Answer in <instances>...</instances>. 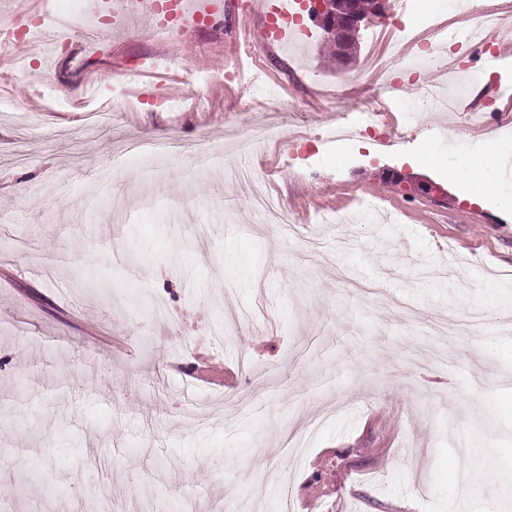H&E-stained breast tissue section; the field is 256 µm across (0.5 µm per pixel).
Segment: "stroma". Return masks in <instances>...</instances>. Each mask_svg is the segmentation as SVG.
Here are the masks:
<instances>
[{
	"instance_id": "stroma-1",
	"label": "stroma",
	"mask_w": 512,
	"mask_h": 512,
	"mask_svg": "<svg viewBox=\"0 0 512 512\" xmlns=\"http://www.w3.org/2000/svg\"><path fill=\"white\" fill-rule=\"evenodd\" d=\"M229 2L187 35L99 14L58 49L0 52V512H280L285 487L295 512H512V125L463 129L408 90V139L324 140L370 103L380 22L340 59L318 28L248 40L264 20ZM453 2L391 7L414 28L441 12L461 39ZM159 54L224 72L206 111L131 91L89 124L132 59ZM249 127L274 134L244 151ZM171 139L181 156L125 152ZM491 142L498 194L473 203L448 164ZM425 149L436 165H417ZM228 166L267 174L297 224L260 223ZM443 313L480 320L445 336ZM292 432L303 456L283 447Z\"/></svg>"
}]
</instances>
